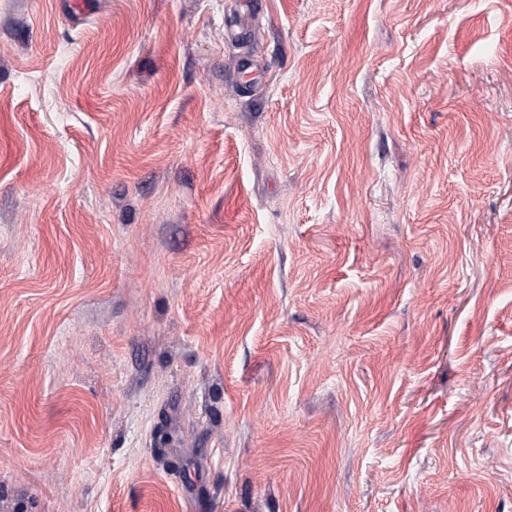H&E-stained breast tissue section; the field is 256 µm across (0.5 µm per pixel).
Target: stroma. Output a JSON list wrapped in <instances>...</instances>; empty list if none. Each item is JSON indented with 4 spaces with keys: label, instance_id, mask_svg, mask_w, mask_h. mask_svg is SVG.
I'll list each match as a JSON object with an SVG mask.
<instances>
[{
    "label": "stroma",
    "instance_id": "stroma-1",
    "mask_svg": "<svg viewBox=\"0 0 512 512\" xmlns=\"http://www.w3.org/2000/svg\"><path fill=\"white\" fill-rule=\"evenodd\" d=\"M262 2L0 0V512H512V0Z\"/></svg>",
    "mask_w": 512,
    "mask_h": 512
}]
</instances>
